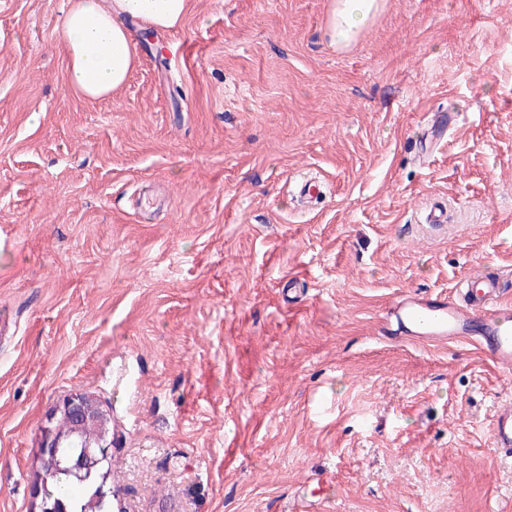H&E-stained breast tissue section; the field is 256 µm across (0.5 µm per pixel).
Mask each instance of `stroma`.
I'll return each instance as SVG.
<instances>
[{
    "label": "stroma",
    "instance_id": "obj_1",
    "mask_svg": "<svg viewBox=\"0 0 512 512\" xmlns=\"http://www.w3.org/2000/svg\"><path fill=\"white\" fill-rule=\"evenodd\" d=\"M67 7L0 0V512L73 390L124 512H512V369L385 334L474 273L512 299V0H387L341 52L329 0H192L98 101ZM492 440L496 448L512 452V406L496 414L492 426Z\"/></svg>",
    "mask_w": 512,
    "mask_h": 512
}]
</instances>
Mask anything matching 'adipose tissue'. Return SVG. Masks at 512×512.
<instances>
[{"label":"adipose tissue","instance_id":"obj_1","mask_svg":"<svg viewBox=\"0 0 512 512\" xmlns=\"http://www.w3.org/2000/svg\"><path fill=\"white\" fill-rule=\"evenodd\" d=\"M386 0H330L327 34L339 51L348 49L374 23ZM191 0H68L62 25L68 87L97 101L122 87L136 67L125 19L153 28L182 25Z\"/></svg>","mask_w":512,"mask_h":512}]
</instances>
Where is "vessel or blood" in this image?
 Listing matches in <instances>:
<instances>
[{
  "instance_id": "obj_1",
  "label": "vessel or blood",
  "mask_w": 512,
  "mask_h": 512,
  "mask_svg": "<svg viewBox=\"0 0 512 512\" xmlns=\"http://www.w3.org/2000/svg\"><path fill=\"white\" fill-rule=\"evenodd\" d=\"M499 279L472 276L462 282L457 298L418 293L399 298L388 319L401 335L418 342L475 341L491 360L512 365V303L503 301ZM495 447L512 452V406L499 410L492 426Z\"/></svg>"
}]
</instances>
